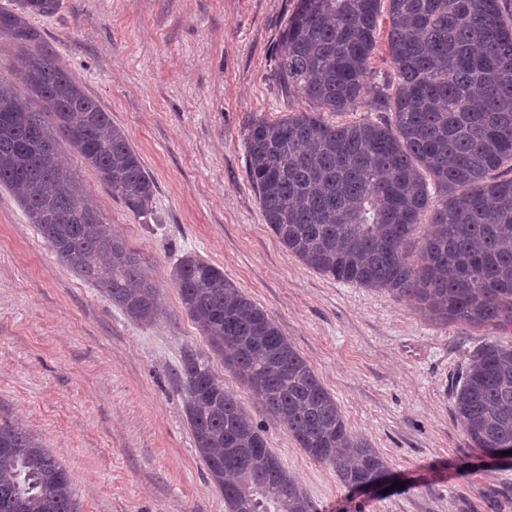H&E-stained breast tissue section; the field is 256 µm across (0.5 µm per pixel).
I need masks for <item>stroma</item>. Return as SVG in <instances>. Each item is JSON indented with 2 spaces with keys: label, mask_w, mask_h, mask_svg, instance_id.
Returning <instances> with one entry per match:
<instances>
[{
  "label": "stroma",
  "mask_w": 512,
  "mask_h": 512,
  "mask_svg": "<svg viewBox=\"0 0 512 512\" xmlns=\"http://www.w3.org/2000/svg\"><path fill=\"white\" fill-rule=\"evenodd\" d=\"M295 0H60L26 22L123 129L156 183L134 217L72 150L63 158L114 235L138 248L163 314L131 320L53 255L0 186V419L38 436L82 512H226L195 449L176 371L209 354L171 269L192 253L275 319L398 486L348 488L229 368L224 386L317 512H512V465L473 451L451 393L511 329L440 325L407 302L305 266L246 176L256 119L305 110L275 71Z\"/></svg>",
  "instance_id": "obj_1"
}]
</instances>
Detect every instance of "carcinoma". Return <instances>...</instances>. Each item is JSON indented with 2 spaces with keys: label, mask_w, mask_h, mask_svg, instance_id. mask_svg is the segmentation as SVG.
I'll return each instance as SVG.
<instances>
[{
  "label": "carcinoma",
  "mask_w": 512,
  "mask_h": 512,
  "mask_svg": "<svg viewBox=\"0 0 512 512\" xmlns=\"http://www.w3.org/2000/svg\"><path fill=\"white\" fill-rule=\"evenodd\" d=\"M384 1L394 80L377 86V111L391 116L329 123L321 113L353 110L366 88ZM14 2L16 11L0 9V36L25 53L26 95L0 74V186L62 264L131 319L153 322L160 303L144 258L102 223L62 165L61 143L137 218L153 212L155 181L27 25L59 0ZM282 41L284 88L312 111L248 127L247 180L271 232L307 267L411 302L431 321L512 326V0H296ZM171 276L213 354L300 448L347 487L386 476L276 321L223 270L188 253ZM179 379L196 451L227 512H315L209 361L184 354ZM452 399L470 448H512V340L482 345ZM0 512H81L69 471L7 420Z\"/></svg>",
  "instance_id": "carcinoma-1"
}]
</instances>
